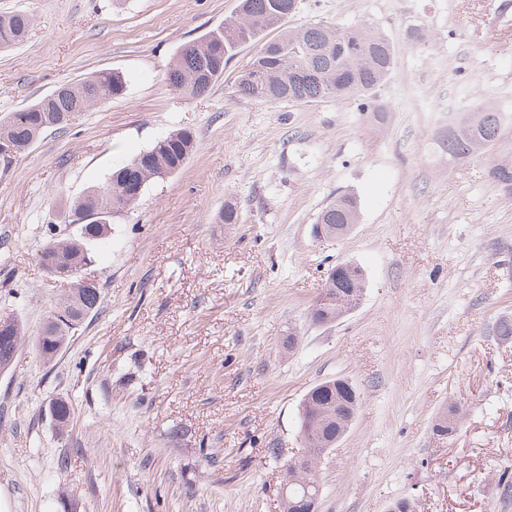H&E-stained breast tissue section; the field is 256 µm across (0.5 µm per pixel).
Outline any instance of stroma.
<instances>
[{
	"instance_id": "obj_1",
	"label": "stroma",
	"mask_w": 512,
	"mask_h": 512,
	"mask_svg": "<svg viewBox=\"0 0 512 512\" xmlns=\"http://www.w3.org/2000/svg\"><path fill=\"white\" fill-rule=\"evenodd\" d=\"M239 0H0L32 19L0 51V119L59 84L108 70L122 95L0 158V319L25 341L0 375V502L7 512H281L282 463L302 451L299 404L344 377L361 405L318 465L320 512H512V124L487 152L451 159L429 109L465 95L512 113V0H301L293 26L368 24L393 43L383 117L356 100L242 97L241 47L197 98L165 74L180 47L222 25ZM197 148L113 219L82 277L95 314L51 361L34 340L69 285L40 264L73 236L70 203L168 133ZM359 222L313 234L336 196ZM239 219L219 224L226 202ZM363 269L352 312L317 325L329 269ZM69 402L58 429L49 414ZM462 407L452 436L433 430ZM182 428L172 437L174 428Z\"/></svg>"
}]
</instances>
